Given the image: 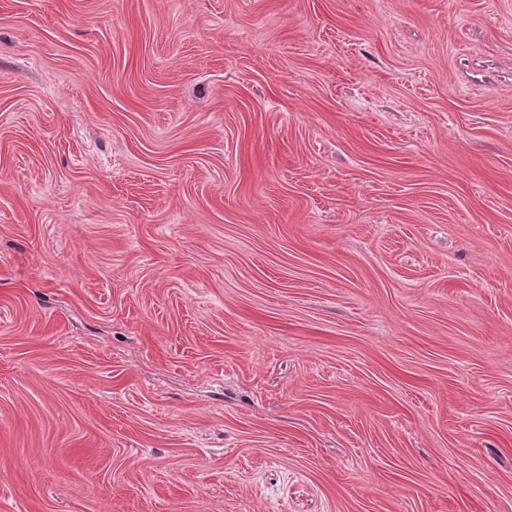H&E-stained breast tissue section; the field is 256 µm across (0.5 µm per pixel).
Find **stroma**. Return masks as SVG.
<instances>
[{"mask_svg": "<svg viewBox=\"0 0 512 512\" xmlns=\"http://www.w3.org/2000/svg\"><path fill=\"white\" fill-rule=\"evenodd\" d=\"M0 512H512V0H0Z\"/></svg>", "mask_w": 512, "mask_h": 512, "instance_id": "35a3bbf8", "label": "stroma"}]
</instances>
